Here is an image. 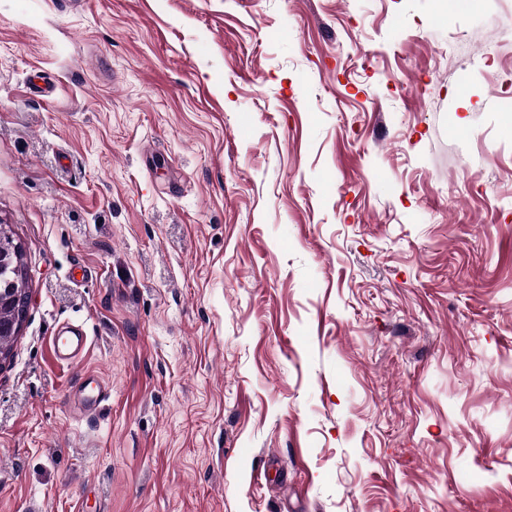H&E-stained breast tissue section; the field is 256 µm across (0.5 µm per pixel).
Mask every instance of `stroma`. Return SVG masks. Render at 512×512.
<instances>
[{"label": "stroma", "instance_id": "1", "mask_svg": "<svg viewBox=\"0 0 512 512\" xmlns=\"http://www.w3.org/2000/svg\"><path fill=\"white\" fill-rule=\"evenodd\" d=\"M0 224V512H512V0H0ZM16 244L21 246L19 260L23 267V275H18L14 271L16 258L12 257L8 265L0 266V293L3 292L5 298L9 295L16 294L22 290H27V270L24 263V251L22 245L15 238V233L11 225L0 224V251L3 245L6 254L12 253ZM87 343L88 336L83 328L67 323L54 331L52 351L56 360L71 363L80 357ZM110 396V386L99 375L85 373L73 387L70 400L81 414L93 415Z\"/></svg>", "mask_w": 512, "mask_h": 512}]
</instances>
